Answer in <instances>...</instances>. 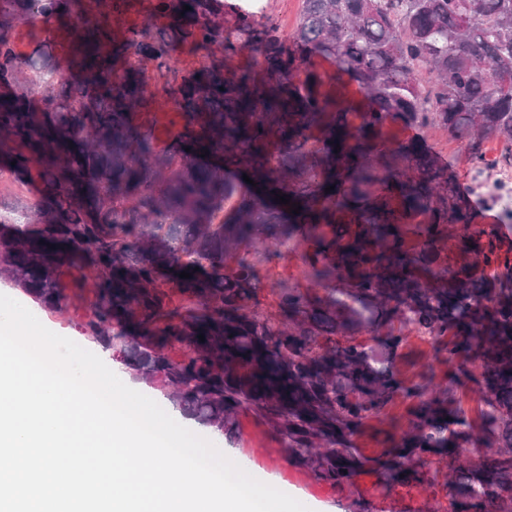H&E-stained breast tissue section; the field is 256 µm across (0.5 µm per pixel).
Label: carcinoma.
<instances>
[{
    "mask_svg": "<svg viewBox=\"0 0 512 512\" xmlns=\"http://www.w3.org/2000/svg\"><path fill=\"white\" fill-rule=\"evenodd\" d=\"M100 4L0 0V87H15L0 100V168L36 191L18 221H0V276L55 311L87 287L83 270L97 271L81 331L229 442L250 414L334 489L367 471L385 492L430 487L440 470L427 465L443 463L452 510L428 512H469L474 501L512 512V254L494 225L471 222L436 157L381 137L389 123L437 125L470 146L494 137L512 149V0H301L289 34L239 5L224 25V0H146L166 24L120 37L113 5ZM16 20L39 45L25 57L5 30ZM61 21L78 29L66 70L42 37ZM184 42L226 58L246 49L258 69L183 75L169 58ZM316 58L357 85L363 106L323 91ZM149 64L183 121L177 138L190 151L176 163L130 122L148 102ZM470 163L483 185L484 156ZM229 199L234 220L215 223ZM450 224L471 258L458 267L443 257ZM263 234L309 243L312 277L347 287L324 297L283 288L278 312L260 313L261 283L234 252ZM64 269L77 271L68 288ZM408 327L476 367L474 414L432 378H402ZM397 399L409 430L364 455L356 438ZM469 447L478 462L458 463Z\"/></svg>",
    "mask_w": 512,
    "mask_h": 512,
    "instance_id": "1",
    "label": "carcinoma"
}]
</instances>
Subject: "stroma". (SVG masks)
I'll return each instance as SVG.
<instances>
[{"instance_id": "stroma-1", "label": "stroma", "mask_w": 512, "mask_h": 512, "mask_svg": "<svg viewBox=\"0 0 512 512\" xmlns=\"http://www.w3.org/2000/svg\"><path fill=\"white\" fill-rule=\"evenodd\" d=\"M162 105V98H154L144 107L135 110L131 120L136 126L153 127L157 136V150L171 155L176 151L172 131L178 128L181 119L177 113L164 111ZM414 137L421 138L424 146L439 158L444 169L454 175L458 192L466 198L470 210L477 212L479 223L505 227L506 222L500 208L486 203L485 188L479 187L473 180L469 153L464 145L450 140L444 131L435 128L419 132L391 126L383 133V138L388 143ZM240 253L253 264L264 285L259 295L260 312H275L278 292L283 288H300L319 294L324 291L323 285L310 275L308 259L313 249L309 244L289 247L267 241L241 248ZM92 302L93 295L86 290L72 297L66 311L52 312L40 307L36 314L39 321L50 331L88 346L92 340L82 334L79 325L86 319ZM409 346L419 352L420 360L415 367L407 369V376L427 374L433 376L435 384H453L464 408L470 411L477 408L480 392L470 375L449 365L445 355L437 353L432 346L417 337H410ZM239 429L240 432L231 445L234 453L249 461L257 476L274 475L279 490L301 491V502L309 512H319L320 507L325 504L338 506L341 512H426L428 502L445 497L443 490L431 491L415 486L398 487L383 492L378 487V476L373 473L360 475L351 491L334 490L314 480L307 470L287 462L273 433L252 416H240Z\"/></svg>"}]
</instances>
